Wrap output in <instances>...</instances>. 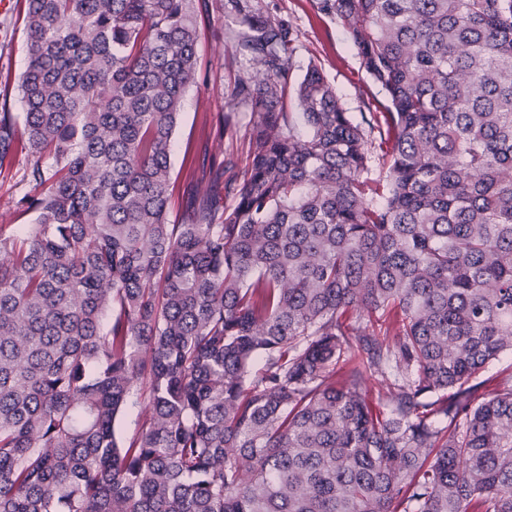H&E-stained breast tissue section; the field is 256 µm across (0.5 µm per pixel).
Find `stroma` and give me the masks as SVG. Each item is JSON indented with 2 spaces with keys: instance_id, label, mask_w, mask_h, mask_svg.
<instances>
[{
  "instance_id": "35a3bbf8",
  "label": "stroma",
  "mask_w": 512,
  "mask_h": 512,
  "mask_svg": "<svg viewBox=\"0 0 512 512\" xmlns=\"http://www.w3.org/2000/svg\"><path fill=\"white\" fill-rule=\"evenodd\" d=\"M23 0H10L0 13V111L22 116L24 106L19 80L27 65L26 35L20 20ZM248 5L264 18L282 21L296 31L293 54L294 78H301L310 62L321 64L326 80L339 96L342 107L354 120L363 114L383 111L387 97L362 68L344 28L334 17L318 14L315 0H199L198 81L185 94L172 136V218H181L197 187L219 180V172L202 167L204 159L223 160L233 150L238 166L247 163L252 125L251 106L238 103L234 88L240 79L261 80L237 46L238 4ZM232 133H225V123ZM31 162L18 153L11 167L0 170V225L31 224L34 214L16 213L14 201L31 186L24 175Z\"/></svg>"
}]
</instances>
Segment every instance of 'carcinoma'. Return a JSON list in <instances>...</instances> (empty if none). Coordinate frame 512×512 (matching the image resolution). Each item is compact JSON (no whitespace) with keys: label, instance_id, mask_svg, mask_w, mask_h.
I'll use <instances>...</instances> for the list:
<instances>
[{"label":"carcinoma","instance_id":"carcinoma-1","mask_svg":"<svg viewBox=\"0 0 512 512\" xmlns=\"http://www.w3.org/2000/svg\"><path fill=\"white\" fill-rule=\"evenodd\" d=\"M26 3L0 512H512V385L469 384L512 350V0H316L388 97L362 124L240 8L248 164L178 224L195 0Z\"/></svg>","mask_w":512,"mask_h":512}]
</instances>
